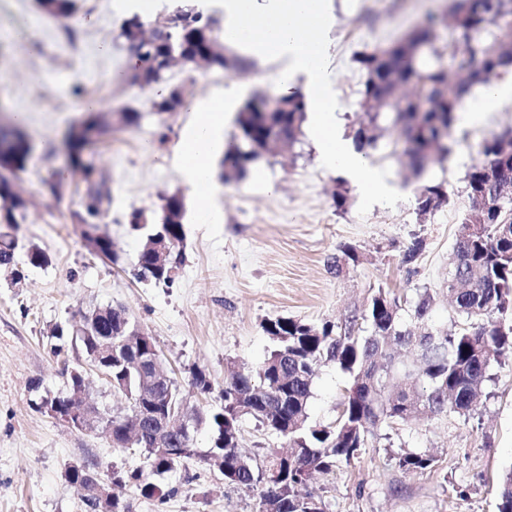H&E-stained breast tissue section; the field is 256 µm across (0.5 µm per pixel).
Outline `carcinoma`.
<instances>
[{"label":"carcinoma","mask_w":512,"mask_h":512,"mask_svg":"<svg viewBox=\"0 0 512 512\" xmlns=\"http://www.w3.org/2000/svg\"><path fill=\"white\" fill-rule=\"evenodd\" d=\"M47 13L69 19L75 15V0H41ZM173 13L188 24L172 29L161 38V16L144 20L134 15L120 29L127 55L140 66L133 79L143 87L164 86L165 93L151 99L153 111L180 112L186 106L184 93L171 97L173 86L165 75L174 65L191 71L220 69L243 70L248 62L228 58L211 27L188 4ZM512 16V0H496L495 7L481 14L456 13L453 39L445 50H433L435 62L419 64L422 47L430 43V31L447 24L446 16H431L416 27L409 38L392 47L377 48L358 57L367 78L361 91V106L374 111L363 113L354 132L357 149L375 142L372 127L382 116L400 129L403 155L418 175L432 157L448 158L453 151L451 131L456 109L475 85H486L512 71V32L502 31L498 39L486 37L489 29ZM305 114L300 96L254 93L237 113L241 142L257 145L248 152L236 145L224 154L223 163L237 176L247 174L249 166L279 145L297 140ZM105 116L91 114L69 133L67 146L74 171L86 183L78 210L72 213L75 224L102 223L111 190L105 176L80 154L84 145L101 135ZM8 153L11 174L0 173V270L18 274L17 256L24 253L33 266L50 262L47 253L36 246L24 247L15 236L19 221L26 217L29 201L17 189L16 172L25 168L31 155L30 143L20 130L0 126V154ZM480 161L467 177L466 191L471 204L483 202L480 213L469 209L460 221L448 271L446 287L439 293L452 299L460 318L450 333L432 323L437 296L425 290L415 296H398L380 288L359 315L341 325H320L299 319L279 317L264 323L271 346L256 369L236 361L225 366L224 389L220 404L195 413L197 429L211 435L208 448L192 447L193 438L177 432L167 435L171 454L159 451L161 444L147 428L135 443L143 452L149 472L112 470L119 489L132 486L145 497L164 500L151 476H162L190 457L217 466L224 480L258 491L260 512H322L308 491L316 473H327L340 464H350L365 447L368 438L380 427L396 429L410 423L414 415L429 419L468 416L474 411L486 384L491 380L493 363L512 356V180L503 183L496 177L499 167L512 169V151L504 152L501 134L491 133L478 145ZM166 212L148 213L135 209L128 216L132 229L140 233V248L134 267L136 279L171 285L169 269L184 260V202L181 193L162 197ZM448 201L441 184H425L416 192V205H431L437 210ZM359 256L349 246L331 257L330 269L341 272L345 262L357 263ZM364 322L367 327L359 326ZM142 328L121 306H106L90 312V317L52 329L51 337H72V343L89 353L96 336L107 333L112 342H135L153 352V337L141 335ZM334 364L348 379L349 387L340 403L337 418L317 425L309 420L317 368ZM112 388L127 400L126 413L112 418V447L125 448L131 440L127 418L131 407L145 403L147 396L161 404L166 396L184 398L175 381L162 379L148 384L140 372L123 356L113 358L110 371ZM191 386L204 396L212 393L207 375L196 369ZM85 380L72 378L65 396L49 398L38 394L31 400L40 411L48 401L66 402L83 390ZM252 417L283 437L291 451L272 453L258 464L239 449L241 424ZM435 457L425 452L406 450L399 466L407 471L433 467ZM98 463L87 461L73 466L66 475L70 487L79 489L84 476L96 473ZM498 512H512V469L504 478Z\"/></svg>","instance_id":"carcinoma-1"}]
</instances>
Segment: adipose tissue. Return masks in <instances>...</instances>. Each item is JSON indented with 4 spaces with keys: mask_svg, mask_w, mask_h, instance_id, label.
Here are the masks:
<instances>
[{
    "mask_svg": "<svg viewBox=\"0 0 512 512\" xmlns=\"http://www.w3.org/2000/svg\"><path fill=\"white\" fill-rule=\"evenodd\" d=\"M224 41L245 53L283 62L275 84L281 94L302 91L308 102V126L322 164L345 172L362 197L383 199L391 189L376 168L354 153L336 124L340 102L328 67L331 27L329 0H222ZM238 93L194 105L174 165L181 181L194 193L203 223L219 224L215 204L219 185L215 164L224 153L228 112Z\"/></svg>",
    "mask_w": 512,
    "mask_h": 512,
    "instance_id": "ef3b65f1",
    "label": "adipose tissue"
}]
</instances>
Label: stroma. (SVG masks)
<instances>
[{
	"label": "stroma",
	"instance_id": "stroma-1",
	"mask_svg": "<svg viewBox=\"0 0 512 512\" xmlns=\"http://www.w3.org/2000/svg\"><path fill=\"white\" fill-rule=\"evenodd\" d=\"M119 0H76L80 29L65 35L62 20L43 12L39 0H0V102L23 112L24 133L34 149L16 182L32 206L18 230L23 244L45 251L51 262H19L20 282L0 275V512H84L66 471L86 460L103 472L145 468L139 450L113 447L108 434L66 426L33 408L35 392L52 396L70 389L69 370L83 371L91 402L104 413H123L126 401L83 352L64 347L50 355L47 335L79 313L120 305L156 340L169 375L189 390L191 373L203 369L217 402L227 361L258 365L269 347L265 321L291 317L339 323L361 312L378 288L395 293L445 287L448 263L461 218L471 202L466 178L484 137L512 127V75L497 109L474 122L458 119L462 134L448 159L431 163L420 179L401 165L402 149L387 122H380L369 164L381 169L402 199L372 205L349 194L336 209L332 193L342 176L323 169L306 135L283 152L262 156L242 180L225 182L219 196L220 224H202L196 201L184 188L171 158L191 120L188 108L155 114L126 68L119 37L127 18ZM330 68L343 105L345 135H353L366 74L359 55L384 46L443 7L444 0H333ZM265 82L222 70L190 79L173 71L171 83L186 99L202 102L235 86L245 95L274 91L278 63L249 58ZM103 112L130 108L137 125L101 136L83 154L109 180L112 200L104 222L119 256L117 263L93 254L71 213L85 194L80 174L68 169L61 141L87 116L83 105ZM62 172L61 195L46 186ZM443 184L447 205L418 216V183ZM182 193L184 263L172 286L137 281L132 269L140 238L127 217L135 209H157L162 196ZM422 243L413 264L403 255L412 238ZM357 249L360 260L331 273L328 260L339 246ZM347 386L345 375L328 364L314 379L310 420L326 425ZM410 449L436 455L434 468L412 472L398 456ZM512 468V358L493 370L469 417L420 420L412 426L378 430L359 458L309 487L323 512H497L503 474ZM165 499L126 489L129 512H259V495L225 482L221 472L188 459L159 477Z\"/></svg>",
	"mask_w": 512,
	"mask_h": 512
}]
</instances>
